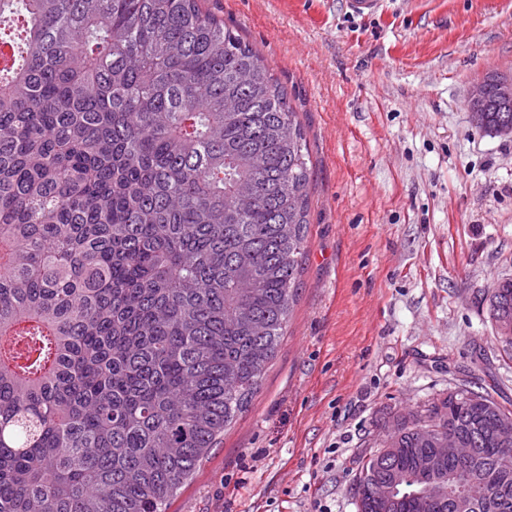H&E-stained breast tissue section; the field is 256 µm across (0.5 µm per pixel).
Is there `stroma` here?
<instances>
[{
	"instance_id": "stroma-1",
	"label": "stroma",
	"mask_w": 512,
	"mask_h": 512,
	"mask_svg": "<svg viewBox=\"0 0 512 512\" xmlns=\"http://www.w3.org/2000/svg\"><path fill=\"white\" fill-rule=\"evenodd\" d=\"M265 60L312 161L297 300L247 410L167 512H357L358 457L396 415L495 380L512 279V138L470 86L512 71V0H202ZM496 288H492L490 296V308L493 299L497 300L500 317L494 319L495 327L499 336L512 335V279H505L498 282ZM504 316V317H502ZM509 317L505 318V317ZM498 336V337H499Z\"/></svg>"
}]
</instances>
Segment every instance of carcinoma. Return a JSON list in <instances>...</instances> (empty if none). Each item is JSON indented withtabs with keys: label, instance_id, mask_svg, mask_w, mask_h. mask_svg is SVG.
Listing matches in <instances>:
<instances>
[{
	"label": "carcinoma",
	"instance_id": "1",
	"mask_svg": "<svg viewBox=\"0 0 512 512\" xmlns=\"http://www.w3.org/2000/svg\"><path fill=\"white\" fill-rule=\"evenodd\" d=\"M0 512H166L276 357L298 295L311 159L270 67L200 0H0ZM486 126L512 119L495 92ZM490 299L512 319V279ZM486 403L475 405L470 396ZM512 418L465 384L360 456L430 512H512ZM461 438L465 469L423 467ZM485 483L492 500H462Z\"/></svg>",
	"mask_w": 512,
	"mask_h": 512
}]
</instances>
